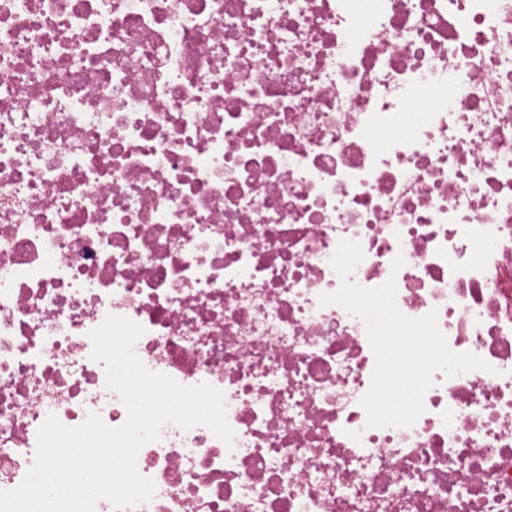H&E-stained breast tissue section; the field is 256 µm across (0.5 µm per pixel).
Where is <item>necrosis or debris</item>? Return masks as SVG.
Wrapping results in <instances>:
<instances>
[{
    "label": "necrosis or debris",
    "instance_id": "obj_1",
    "mask_svg": "<svg viewBox=\"0 0 512 512\" xmlns=\"http://www.w3.org/2000/svg\"><path fill=\"white\" fill-rule=\"evenodd\" d=\"M344 239L491 366L411 427L318 302ZM110 314L235 432L165 424L124 512H512V0H0V490L49 415L126 421Z\"/></svg>",
    "mask_w": 512,
    "mask_h": 512
}]
</instances>
